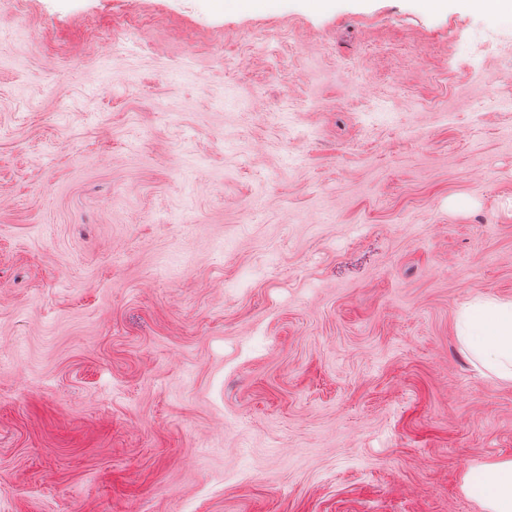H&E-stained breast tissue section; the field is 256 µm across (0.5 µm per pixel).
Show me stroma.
I'll use <instances>...</instances> for the list:
<instances>
[{
    "label": "stroma",
    "instance_id": "obj_1",
    "mask_svg": "<svg viewBox=\"0 0 512 512\" xmlns=\"http://www.w3.org/2000/svg\"><path fill=\"white\" fill-rule=\"evenodd\" d=\"M479 296L512 30L464 0H0V512H480Z\"/></svg>",
    "mask_w": 512,
    "mask_h": 512
}]
</instances>
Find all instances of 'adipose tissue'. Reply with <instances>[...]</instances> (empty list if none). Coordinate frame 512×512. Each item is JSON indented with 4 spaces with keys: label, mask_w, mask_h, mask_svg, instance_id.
Masks as SVG:
<instances>
[{
    "label": "adipose tissue",
    "mask_w": 512,
    "mask_h": 512,
    "mask_svg": "<svg viewBox=\"0 0 512 512\" xmlns=\"http://www.w3.org/2000/svg\"><path fill=\"white\" fill-rule=\"evenodd\" d=\"M456 336L478 370L512 383V299L468 302L458 313ZM464 489L481 512H512V459L469 468Z\"/></svg>",
    "instance_id": "ef3b65f1"
}]
</instances>
